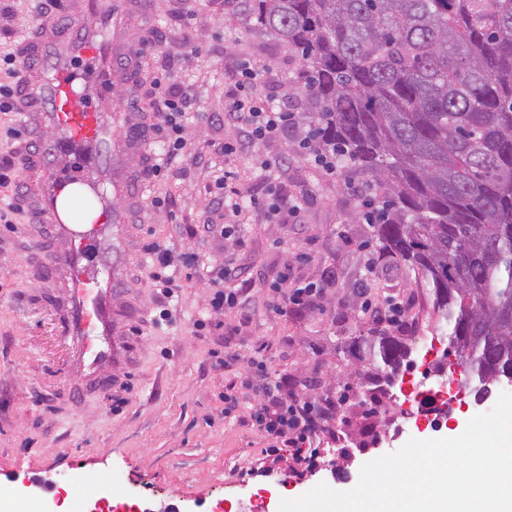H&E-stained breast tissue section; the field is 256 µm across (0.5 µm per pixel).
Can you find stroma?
Masks as SVG:
<instances>
[{"label":"stroma","mask_w":512,"mask_h":512,"mask_svg":"<svg viewBox=\"0 0 512 512\" xmlns=\"http://www.w3.org/2000/svg\"><path fill=\"white\" fill-rule=\"evenodd\" d=\"M120 25L112 32L115 111L148 125L160 107L155 80L194 94L184 118L187 145L167 154L152 134L112 161L123 187L115 201L126 216L120 249L127 252L119 286L139 308L133 364L115 369L107 386L87 383L76 367L77 348L62 333L53 305L56 277L47 268L54 246L17 191L24 182V152L38 132L21 112L0 113V128L24 135L0 144V166L10 185L0 202L19 210L14 225L0 223V489L19 502L52 503L76 487L104 484L110 504L135 503L148 512H253L264 498L268 512L318 484L354 488L364 463L393 453L412 439L459 436L479 414L473 394L455 407L447 427L417 429L418 403H405L399 384L388 385L374 366L347 354L375 323L364 314L370 299L404 305L403 323L389 327L414 362L426 347L448 346L432 316L421 277L399 256L382 250L355 196L368 184L348 168L325 175L298 145L299 129L256 140L225 154L235 129L214 120L225 103L255 96L276 109L297 112L304 82L300 58L271 35L245 22L244 0H112ZM50 0H0V47L17 51L39 20H52ZM264 67L256 84L238 85L245 62ZM162 164L163 177L150 173ZM266 198L276 191L281 212L246 208L237 241L206 233L218 205V177ZM166 198L165 207L153 204ZM299 211L287 215L286 209ZM174 254L191 253L193 268L176 267L180 284L166 295L145 251L153 241ZM380 256L367 291H360L365 251ZM238 270L232 285L239 305L215 327L209 307L215 260ZM299 284L326 283L309 308L281 314L275 285L282 272ZM258 357L268 377L287 378L297 399H336L327 431L314 446V464L296 461L291 449H271L251 418L262 390L242 386V371L217 370L213 354Z\"/></svg>","instance_id":"stroma-1"}]
</instances>
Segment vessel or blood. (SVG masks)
Returning <instances> with one entry per match:
<instances>
[{
    "label": "vessel or blood",
    "mask_w": 512,
    "mask_h": 512,
    "mask_svg": "<svg viewBox=\"0 0 512 512\" xmlns=\"http://www.w3.org/2000/svg\"><path fill=\"white\" fill-rule=\"evenodd\" d=\"M70 25L47 27L22 43L36 61L25 89V115L43 138L27 161L33 217L48 223L55 246L49 268L64 280V331L80 344L81 372L106 384L129 361L119 334L121 310L111 278L101 269L122 268L114 228L123 218L112 201V153L126 146L113 139L120 115L107 109L112 97V17L98 0H66ZM95 197L93 214L74 221L70 199Z\"/></svg>",
    "instance_id": "b4317fda"
}]
</instances>
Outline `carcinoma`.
Instances as JSON below:
<instances>
[{
  "label": "carcinoma",
  "instance_id": "carcinoma-1",
  "mask_svg": "<svg viewBox=\"0 0 512 512\" xmlns=\"http://www.w3.org/2000/svg\"><path fill=\"white\" fill-rule=\"evenodd\" d=\"M300 55L315 145L379 186L383 249L478 377L512 372V0H248ZM395 376L402 341L373 337Z\"/></svg>",
  "mask_w": 512,
  "mask_h": 512
}]
</instances>
